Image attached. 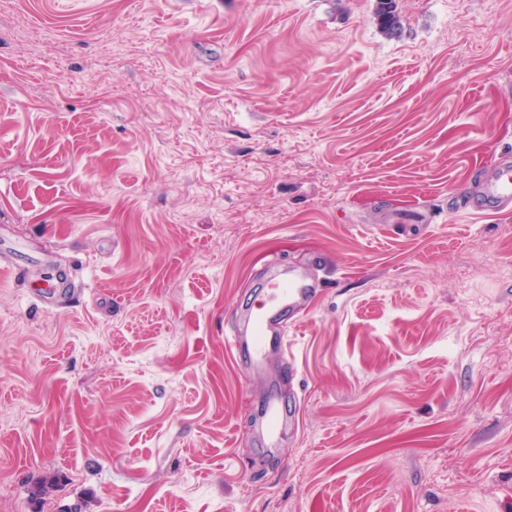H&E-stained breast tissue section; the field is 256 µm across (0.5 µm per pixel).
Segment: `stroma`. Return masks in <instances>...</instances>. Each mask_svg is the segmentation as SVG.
Segmentation results:
<instances>
[{
	"instance_id": "1",
	"label": "stroma",
	"mask_w": 512,
	"mask_h": 512,
	"mask_svg": "<svg viewBox=\"0 0 512 512\" xmlns=\"http://www.w3.org/2000/svg\"><path fill=\"white\" fill-rule=\"evenodd\" d=\"M374 5L0 0V512H512V0ZM374 20L380 31L388 37H397L401 32V18L396 0H376ZM512 205V169L505 167L484 183L478 206L484 211H502ZM271 278L262 287L263 296L246 309V329L225 336L224 345L231 353L247 350L252 367L263 371L271 350L288 351L285 315L304 311L319 294V284L309 273L297 267L275 266ZM261 433L270 447H275L282 434L285 413L277 397H266L261 406Z\"/></svg>"
}]
</instances>
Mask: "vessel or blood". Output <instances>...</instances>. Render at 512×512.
<instances>
[{"label": "vessel or blood", "instance_id": "obj_1", "mask_svg": "<svg viewBox=\"0 0 512 512\" xmlns=\"http://www.w3.org/2000/svg\"><path fill=\"white\" fill-rule=\"evenodd\" d=\"M478 206L485 211L512 207V169L504 168L484 183ZM319 293L317 280L297 267L275 268L260 299L246 310L245 331H234L224 344L230 352L242 350L252 355V367L263 371L270 351L287 352V313L304 311ZM261 433L268 446L281 438L285 413L277 397H266L261 406Z\"/></svg>", "mask_w": 512, "mask_h": 512}]
</instances>
